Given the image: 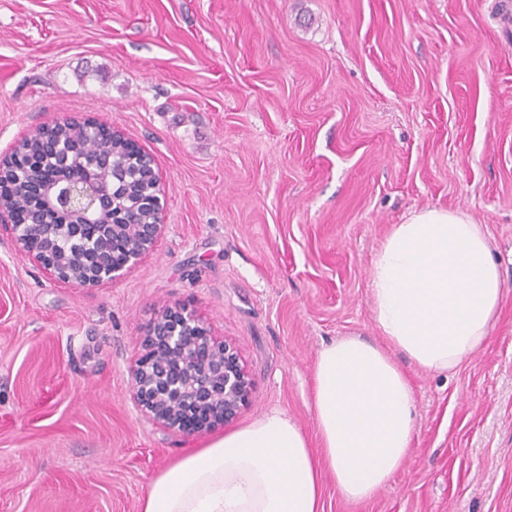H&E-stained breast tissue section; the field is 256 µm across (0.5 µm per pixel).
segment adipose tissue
<instances>
[{
    "label": "adipose tissue",
    "mask_w": 512,
    "mask_h": 512,
    "mask_svg": "<svg viewBox=\"0 0 512 512\" xmlns=\"http://www.w3.org/2000/svg\"><path fill=\"white\" fill-rule=\"evenodd\" d=\"M372 310L384 345L346 337L313 370L320 439L282 411L212 440L149 483L141 512H322L325 481L365 504L411 454L416 404L387 353L449 371L479 352L503 284L480 225L460 211L423 209L392 225L373 259Z\"/></svg>",
    "instance_id": "obj_1"
}]
</instances>
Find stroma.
<instances>
[{
  "label": "stroma",
  "instance_id": "obj_1",
  "mask_svg": "<svg viewBox=\"0 0 512 512\" xmlns=\"http://www.w3.org/2000/svg\"><path fill=\"white\" fill-rule=\"evenodd\" d=\"M71 116L153 156L165 228L93 287L0 230V512H140L150 479L208 442L130 399L175 302L241 353L234 428L280 409L317 441V354L381 342L371 261L425 208L481 224L500 314L453 370L392 351L412 453L367 505L325 484L323 512H512V0H0V154Z\"/></svg>",
  "mask_w": 512,
  "mask_h": 512
}]
</instances>
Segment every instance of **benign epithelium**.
Listing matches in <instances>:
<instances>
[{
    "mask_svg": "<svg viewBox=\"0 0 512 512\" xmlns=\"http://www.w3.org/2000/svg\"><path fill=\"white\" fill-rule=\"evenodd\" d=\"M74 126L83 129L95 150L64 151ZM25 140L40 142L48 154L65 153L67 161L77 155L85 163L104 167L112 165L111 146L147 168L152 192L146 206L153 221L141 224L131 214L123 224L101 223L106 213L120 207V199L97 185L6 178L5 172L19 171V143L0 156V196L34 193L46 208L83 219L76 224H50L31 213L21 222L14 208L0 203V224L8 228L21 252L56 280L86 287L120 278L153 250L164 228L165 190L149 153L122 132L90 119L66 118L42 125ZM62 237L92 255L93 271L84 274L70 262L59 245ZM143 347L145 354L129 367V391L133 404L154 424L175 432L203 433L231 424L249 401L252 380L238 348L226 338L210 335L196 312L186 306L164 307L144 336Z\"/></svg>",
    "mask_w": 512,
    "mask_h": 512,
    "instance_id": "obj_1",
    "label": "benign epithelium"
}]
</instances>
